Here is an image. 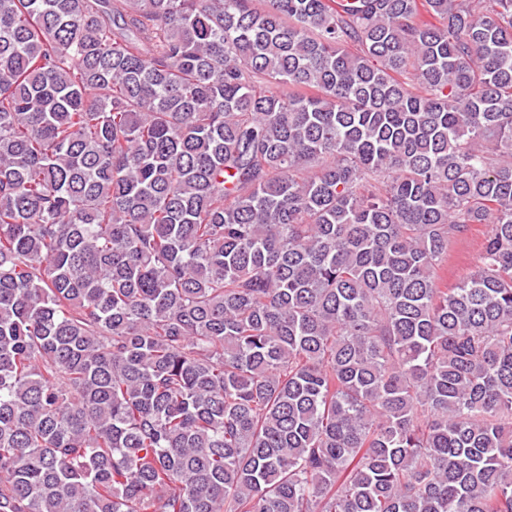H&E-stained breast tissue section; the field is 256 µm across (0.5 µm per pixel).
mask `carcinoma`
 Segmentation results:
<instances>
[{
	"instance_id": "cac0c4a2",
	"label": "carcinoma",
	"mask_w": 512,
	"mask_h": 512,
	"mask_svg": "<svg viewBox=\"0 0 512 512\" xmlns=\"http://www.w3.org/2000/svg\"><path fill=\"white\" fill-rule=\"evenodd\" d=\"M253 2L0 0V512H512V0ZM485 231V224H475L474 230L468 237L457 241L450 247L448 252V288H451L474 269Z\"/></svg>"
}]
</instances>
